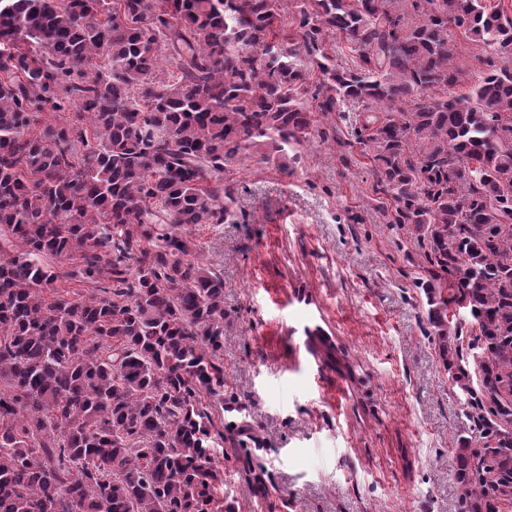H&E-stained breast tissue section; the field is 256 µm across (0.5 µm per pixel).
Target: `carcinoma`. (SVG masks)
I'll return each mask as SVG.
<instances>
[{"mask_svg":"<svg viewBox=\"0 0 512 512\" xmlns=\"http://www.w3.org/2000/svg\"><path fill=\"white\" fill-rule=\"evenodd\" d=\"M284 2L0 0V512H235L203 404L224 395V278L194 230L231 217L225 162L307 140L301 53L322 115L359 105L341 159L368 156L378 208L423 251L427 334L473 424L459 512L512 506V18L301 0L295 42ZM453 27L498 56L474 84ZM62 276L91 293L44 295ZM329 49H332L333 55L336 56V64L344 68H352L355 65V61L358 60L356 52L351 48L348 42L339 36L334 39L329 38L326 43Z\"/></svg>","mask_w":512,"mask_h":512,"instance_id":"cac0c4a2","label":"carcinoma"}]
</instances>
